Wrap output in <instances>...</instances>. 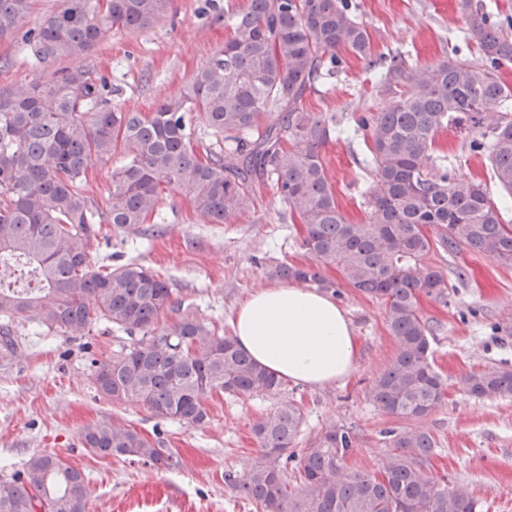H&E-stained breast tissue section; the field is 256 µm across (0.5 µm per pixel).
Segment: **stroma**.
<instances>
[{"mask_svg": "<svg viewBox=\"0 0 512 512\" xmlns=\"http://www.w3.org/2000/svg\"><path fill=\"white\" fill-rule=\"evenodd\" d=\"M64 0H32V11L14 33L0 39V89L34 78L62 74L61 60L37 63L23 40L42 17ZM366 26L373 49L413 61L434 63L475 56L464 39L457 0H351ZM245 0H175L174 12L131 32L113 28L108 39L84 57L92 77L118 85V103L126 111L148 113L178 93L231 29L225 12ZM394 96L381 69L350 56L342 70L319 79L304 99L313 112L352 125L365 106ZM439 140L459 174L489 181L483 156L467 152L465 131L449 128ZM338 203L352 223L364 221L361 206L368 181L359 143L332 139L322 152ZM121 254L152 268L167 281L174 297L192 304L197 316L231 334V318L251 292L269 283L266 268L286 258L304 263L298 227L284 219L273 190L259 196L251 212L229 224H207L189 201L164 191L159 221L137 233H114L93 245L95 262ZM433 263L451 285L447 303L421 299L422 314L434 322L430 347L436 369L448 383V400L424 422L436 448L430 472L449 484H463L478 501L479 512H512V396L478 399L463 394L459 383L473 371L512 369V266L461 249L437 252ZM469 279L456 278L458 269ZM339 306L356 336L358 362L349 378L325 388L288 382L290 397L301 400L309 439L329 422L356 430L358 440L346 459L352 471L378 472L388 453L386 429L402 421L379 409L369 396L371 380L395 353L384 304L343 288ZM20 344L11 356L0 354V479L17 476L36 453H53L80 469L89 481L87 512H256L254 505L224 483L225 471L243 472L259 448L251 424L269 410L273 398L207 401L209 420L190 427L159 421L145 407L115 406L103 400L92 381L94 363L111 357L120 340L111 326L94 325L72 338L35 321L13 324ZM117 418L151 441L169 448L178 467L156 468L118 457H99L82 443L84 429Z\"/></svg>", "mask_w": 512, "mask_h": 512, "instance_id": "35a3bbf8", "label": "stroma"}]
</instances>
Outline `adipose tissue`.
<instances>
[{
    "instance_id": "obj_1",
    "label": "adipose tissue",
    "mask_w": 512,
    "mask_h": 512,
    "mask_svg": "<svg viewBox=\"0 0 512 512\" xmlns=\"http://www.w3.org/2000/svg\"><path fill=\"white\" fill-rule=\"evenodd\" d=\"M237 345L278 378L322 387L355 368L350 323L327 294L294 285L258 289L239 305Z\"/></svg>"
}]
</instances>
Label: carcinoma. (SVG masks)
I'll list each match as a JSON object with an SVG mask.
<instances>
[{"label": "carcinoma", "mask_w": 512, "mask_h": 512, "mask_svg": "<svg viewBox=\"0 0 512 512\" xmlns=\"http://www.w3.org/2000/svg\"><path fill=\"white\" fill-rule=\"evenodd\" d=\"M172 6L64 0L27 31L37 62L69 59L74 67L59 80L0 93V347L14 350L20 316L69 336L109 324L130 344L96 362L99 395L180 425L206 423L209 396L277 398L252 422L258 455L244 472H224V483L264 512H478L468 488L427 472L435 441L420 426L385 432L392 451L375 474L345 468L357 433L343 425H325L296 449L304 412L283 396L284 381L198 318L151 268L98 264L92 246L104 223L116 233L150 223L167 188L207 223L224 224L272 187L301 226L310 262L280 261L267 276L340 297L324 274L334 268L347 286L382 302L397 349L370 394L391 417L422 422L447 397L420 311L423 297L448 304V278L430 255L466 249L512 265V224L500 212L512 200V85L499 75L512 64V18L460 0L475 58L420 64L375 54L349 0H247L232 18L233 36L180 94L152 112H126L115 103L119 89L92 78L81 60L113 26L144 29ZM31 7V0H0V38ZM346 54L386 67L404 88L354 121L370 183L362 224L346 219L323 164L333 119L303 106L307 90L339 70ZM492 102L502 111H486ZM197 123L207 137H191ZM449 127L464 130L469 152L485 156L500 203L486 183L448 163L439 135ZM94 156L122 158L103 210L81 189ZM461 390L474 398L512 395V369L472 372ZM83 442L102 457L178 464L170 449L116 419L89 427ZM290 471L300 485L292 486ZM88 498L84 473L51 453L32 455L22 475L0 480V512H86Z\"/></svg>", "instance_id": "cac0c4a2"}]
</instances>
